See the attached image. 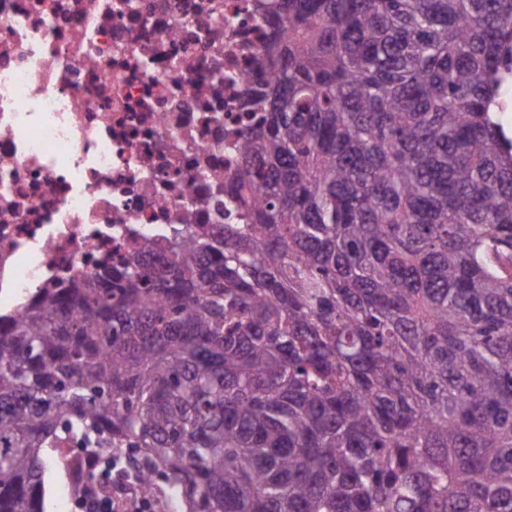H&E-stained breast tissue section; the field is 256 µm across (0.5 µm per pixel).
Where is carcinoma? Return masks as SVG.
Returning a JSON list of instances; mask_svg holds the SVG:
<instances>
[{
  "instance_id": "cac0c4a2",
  "label": "carcinoma",
  "mask_w": 512,
  "mask_h": 512,
  "mask_svg": "<svg viewBox=\"0 0 512 512\" xmlns=\"http://www.w3.org/2000/svg\"><path fill=\"white\" fill-rule=\"evenodd\" d=\"M274 2L247 223L0 318V512H512V0ZM67 476L58 467H51L45 474V510L46 512H80L76 502L69 499ZM132 497V490L127 491L123 500V506L119 508L117 501L112 500V505L103 493L97 491L93 484H89L84 488L83 498L86 505L85 512H152L150 503L142 500L139 495L135 497L131 508L127 507L128 499Z\"/></svg>"
}]
</instances>
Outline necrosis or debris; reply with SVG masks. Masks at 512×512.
I'll return each mask as SVG.
<instances>
[{"instance_id":"4bbe7bcc","label":"necrosis or debris","mask_w":512,"mask_h":512,"mask_svg":"<svg viewBox=\"0 0 512 512\" xmlns=\"http://www.w3.org/2000/svg\"><path fill=\"white\" fill-rule=\"evenodd\" d=\"M258 0H0V314L195 224H238Z\"/></svg>"}]
</instances>
